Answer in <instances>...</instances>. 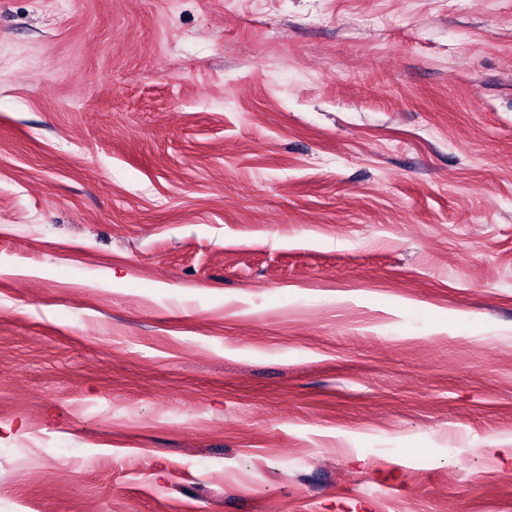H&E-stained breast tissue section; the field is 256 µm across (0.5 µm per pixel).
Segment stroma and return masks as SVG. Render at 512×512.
Here are the masks:
<instances>
[{
  "instance_id": "35a3bbf8",
  "label": "stroma",
  "mask_w": 512,
  "mask_h": 512,
  "mask_svg": "<svg viewBox=\"0 0 512 512\" xmlns=\"http://www.w3.org/2000/svg\"><path fill=\"white\" fill-rule=\"evenodd\" d=\"M0 512H512V0H0Z\"/></svg>"
}]
</instances>
